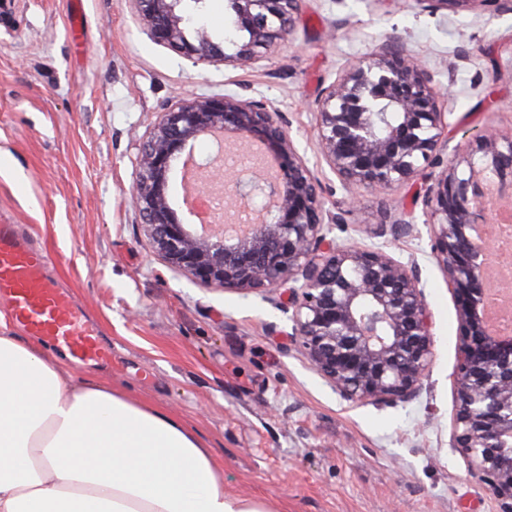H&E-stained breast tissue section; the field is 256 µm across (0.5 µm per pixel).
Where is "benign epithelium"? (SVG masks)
Here are the masks:
<instances>
[{"mask_svg": "<svg viewBox=\"0 0 512 512\" xmlns=\"http://www.w3.org/2000/svg\"><path fill=\"white\" fill-rule=\"evenodd\" d=\"M475 1L512 11V0H429L436 8ZM132 2L156 42L197 62L231 66H247L258 50L285 40L297 14V0H227L238 35L218 43L182 0ZM431 82L405 43L387 36L322 91L314 112L317 145L351 207L359 189L428 183L425 224L457 312L450 444L498 512H512V332L485 328L483 268L494 247L477 235L490 201L502 207L512 200V134L481 136L478 157L461 144L448 148ZM212 130L260 145L278 170L275 183L257 168L247 182L225 180L228 209L261 217L246 233L228 222L201 231L183 222L168 199L175 163ZM133 197L166 265L206 287L284 290L290 336L343 401L397 404L419 394L434 355L433 316L418 264L393 258L384 240L412 235L414 216L380 225L375 242L337 244L344 214L325 210L318 178L270 102L226 94L169 105L139 150Z\"/></svg>", "mask_w": 512, "mask_h": 512, "instance_id": "7a95c632", "label": "benign epithelium"}]
</instances>
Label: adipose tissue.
<instances>
[{
	"label": "adipose tissue",
	"instance_id": "1",
	"mask_svg": "<svg viewBox=\"0 0 512 512\" xmlns=\"http://www.w3.org/2000/svg\"><path fill=\"white\" fill-rule=\"evenodd\" d=\"M0 512H269L167 410L77 375L0 311Z\"/></svg>",
	"mask_w": 512,
	"mask_h": 512
}]
</instances>
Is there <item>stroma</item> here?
<instances>
[{
	"mask_svg": "<svg viewBox=\"0 0 512 512\" xmlns=\"http://www.w3.org/2000/svg\"><path fill=\"white\" fill-rule=\"evenodd\" d=\"M389 35L430 71L451 144L512 131V12L474 0H300L290 37L246 68L157 43L132 0H0V221L29 226L110 348L76 373L181 417L223 465L225 494L271 512H498L449 446L456 308L427 225L388 251L419 266L435 329L428 377L410 402L353 406L292 343L287 309L168 268L134 205L137 146L160 112L237 93L285 113L325 209L348 211L337 243L421 215L417 182L347 208L317 152L323 89Z\"/></svg>",
	"mask_w": 512,
	"mask_h": 512,
	"instance_id": "obj_1",
	"label": "stroma"
}]
</instances>
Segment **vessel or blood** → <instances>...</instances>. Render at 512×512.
<instances>
[{"instance_id": "vessel-or-blood-1", "label": "vessel or blood", "mask_w": 512, "mask_h": 512, "mask_svg": "<svg viewBox=\"0 0 512 512\" xmlns=\"http://www.w3.org/2000/svg\"><path fill=\"white\" fill-rule=\"evenodd\" d=\"M47 252L30 243L17 225L0 224V302L32 336L66 349L75 362L108 361L98 331L82 320L65 289L47 276Z\"/></svg>"}]
</instances>
